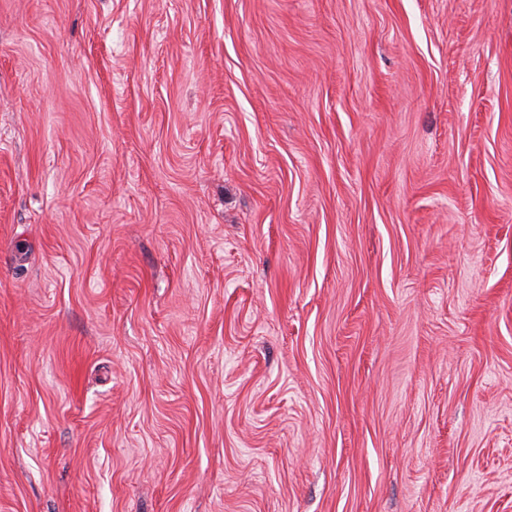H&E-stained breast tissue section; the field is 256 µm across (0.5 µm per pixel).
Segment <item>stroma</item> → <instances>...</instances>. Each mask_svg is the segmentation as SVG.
Listing matches in <instances>:
<instances>
[{
	"label": "stroma",
	"instance_id": "1",
	"mask_svg": "<svg viewBox=\"0 0 512 512\" xmlns=\"http://www.w3.org/2000/svg\"><path fill=\"white\" fill-rule=\"evenodd\" d=\"M0 512H512V0H0Z\"/></svg>",
	"mask_w": 512,
	"mask_h": 512
}]
</instances>
